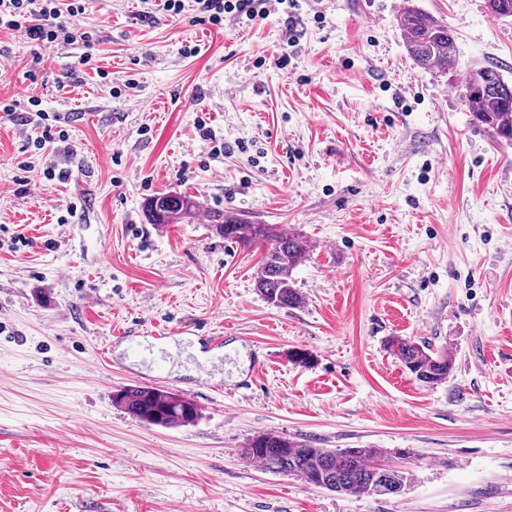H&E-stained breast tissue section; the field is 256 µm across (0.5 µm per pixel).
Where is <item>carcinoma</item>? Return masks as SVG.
I'll return each instance as SVG.
<instances>
[{
	"label": "carcinoma",
	"mask_w": 512,
	"mask_h": 512,
	"mask_svg": "<svg viewBox=\"0 0 512 512\" xmlns=\"http://www.w3.org/2000/svg\"><path fill=\"white\" fill-rule=\"evenodd\" d=\"M489 12L499 18H512V0H486ZM398 25L405 34L406 48L415 63L425 69L448 72L457 65L454 36L448 26L428 13L408 7ZM462 98L475 122L485 126L493 137L512 141V82L504 79L493 65L469 71ZM150 223L178 224L196 214L198 203L189 195L162 193L145 205ZM212 227L224 239L247 246L255 240L271 242L263 259L255 287L270 304L294 308L301 293L294 287L293 271L308 253L307 241L297 233H277L273 225H256L226 216L210 215ZM387 348L408 372L429 386L448 380L453 367L448 350L432 347L406 337L394 336ZM115 404L148 424L179 428L199 419L197 405L190 399L150 386H130L114 394ZM244 457L266 469L298 477L308 486L338 493L385 496L400 493L409 474L381 463L387 452L381 448H316L273 433H259L241 450Z\"/></svg>",
	"instance_id": "1"
}]
</instances>
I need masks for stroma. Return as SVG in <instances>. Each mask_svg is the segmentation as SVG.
Returning <instances> with one entry per match:
<instances>
[{
  "instance_id": "obj_1",
  "label": "stroma",
  "mask_w": 512,
  "mask_h": 512,
  "mask_svg": "<svg viewBox=\"0 0 512 512\" xmlns=\"http://www.w3.org/2000/svg\"><path fill=\"white\" fill-rule=\"evenodd\" d=\"M410 1L448 26L454 70L408 56ZM184 4L86 0L91 67L82 45L0 29V512H512V142L461 97L474 67L512 82V18L485 0H270L217 27ZM32 95L67 133L42 151ZM168 191L201 217L148 223ZM217 210L304 237L299 307L260 296L269 244L219 237ZM391 336L448 349L447 382L416 381ZM133 385L201 417L146 424L112 403ZM263 432L384 449L410 482L307 486L242 457Z\"/></svg>"
}]
</instances>
